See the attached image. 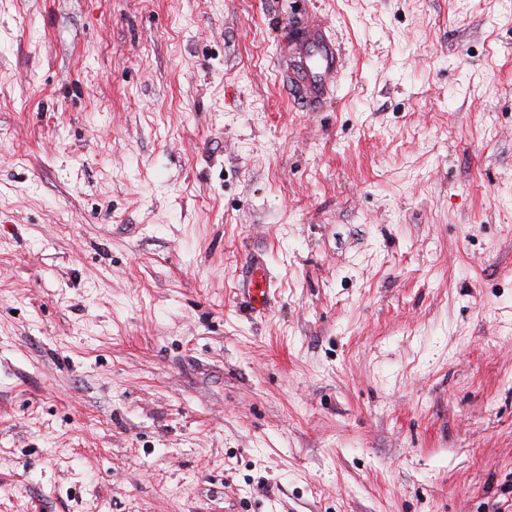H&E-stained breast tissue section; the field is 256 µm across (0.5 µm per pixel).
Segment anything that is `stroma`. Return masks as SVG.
Returning <instances> with one entry per match:
<instances>
[{
	"mask_svg": "<svg viewBox=\"0 0 512 512\" xmlns=\"http://www.w3.org/2000/svg\"><path fill=\"white\" fill-rule=\"evenodd\" d=\"M0 512H512V0H0ZM309 44L311 52L316 57L313 66L308 67L306 74V90L309 99H316L327 92L329 84L336 79L340 57L336 44L324 33L321 27L314 28L309 32ZM248 274L250 283L247 288L246 299L253 311H263L269 303L270 277L266 264L262 259L250 258L248 261Z\"/></svg>",
	"mask_w": 512,
	"mask_h": 512,
	"instance_id": "35a3bbf8",
	"label": "stroma"
}]
</instances>
